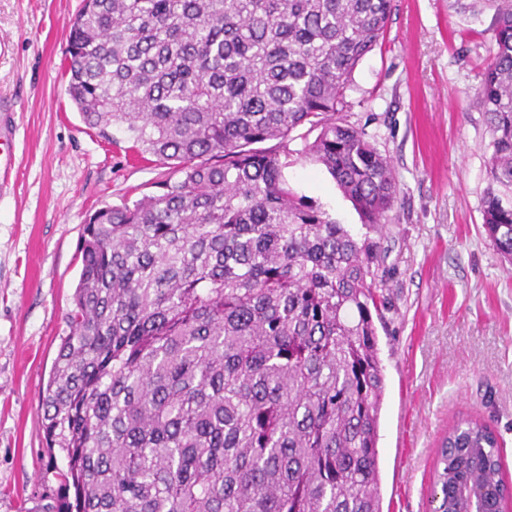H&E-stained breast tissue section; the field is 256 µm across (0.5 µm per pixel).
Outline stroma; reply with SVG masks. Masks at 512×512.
Returning a JSON list of instances; mask_svg holds the SVG:
<instances>
[{
	"mask_svg": "<svg viewBox=\"0 0 512 512\" xmlns=\"http://www.w3.org/2000/svg\"><path fill=\"white\" fill-rule=\"evenodd\" d=\"M80 0H0V103L20 158L0 195V512H49L65 494L40 430L42 389L79 278L89 214L152 193L162 168L82 121L66 92ZM492 11L394 0L383 41L357 65L344 118L387 155L401 191L381 241L390 304L377 326L385 390L378 427L382 512H433L435 462L458 421L487 422L512 482V264L482 228L490 155L478 86ZM288 144L293 192L357 237L359 213L325 168Z\"/></svg>",
	"mask_w": 512,
	"mask_h": 512,
	"instance_id": "35a3bbf8",
	"label": "stroma"
}]
</instances>
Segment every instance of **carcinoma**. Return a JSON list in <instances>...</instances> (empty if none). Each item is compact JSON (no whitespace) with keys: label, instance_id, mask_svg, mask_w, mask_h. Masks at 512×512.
<instances>
[{"label":"carcinoma","instance_id":"1","mask_svg":"<svg viewBox=\"0 0 512 512\" xmlns=\"http://www.w3.org/2000/svg\"><path fill=\"white\" fill-rule=\"evenodd\" d=\"M494 10L473 102L490 135L482 224L512 263V0ZM393 0H81L67 94L83 121L164 165L156 192L84 224L42 396L73 489L56 512H382L384 251L288 187L323 166L383 236L400 184L338 117ZM317 132L314 139L308 134ZM438 512L506 497L495 431L465 421L436 464Z\"/></svg>","mask_w":512,"mask_h":512}]
</instances>
